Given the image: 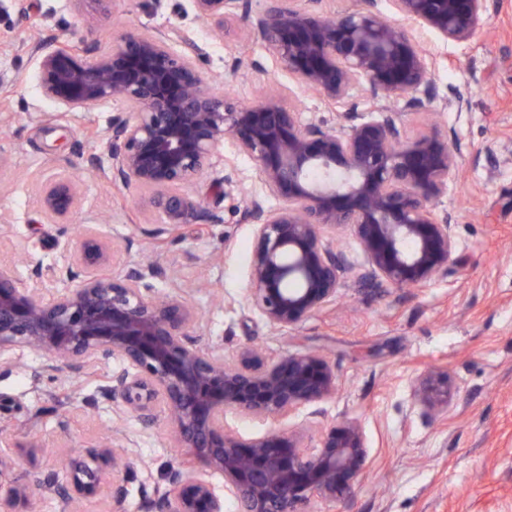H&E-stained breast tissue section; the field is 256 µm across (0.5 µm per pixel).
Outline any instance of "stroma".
I'll return each instance as SVG.
<instances>
[{"instance_id":"35a3bbf8","label":"stroma","mask_w":512,"mask_h":512,"mask_svg":"<svg viewBox=\"0 0 512 512\" xmlns=\"http://www.w3.org/2000/svg\"><path fill=\"white\" fill-rule=\"evenodd\" d=\"M187 30L205 49L201 61L215 86L246 104L287 75L261 74L249 59L266 61L246 28L230 23L216 35L198 17L194 0H116L107 15L72 0H0V264L27 279L36 261L60 259L76 225H96L115 242L132 239L131 259L150 255L148 236L160 216L148 191L112 185L101 131L112 124L117 104L65 117L41 93L31 44L83 27L99 44L126 33ZM435 52L436 101L462 93V109L408 114L396 101L408 136L430 127L460 143L459 177L440 202L455 226L458 249L447 278L422 288H379L348 278L334 308L289 331L271 329L250 307L248 272L251 226L215 187L225 175L260 193L255 164L237 154L232 140L222 152L232 172L216 167L193 192L223 221L198 231L184 226L168 238L161 259L184 279L207 280L213 292L191 297L207 323L205 341L223 340L225 354L251 343L266 356L318 349L336 367L341 391L324 403L326 419L359 420L373 465L341 508L319 499L309 512H512V0H488L476 36L467 43L427 36ZM496 152L484 153L487 143ZM69 175L81 190L78 211L64 224L46 219L39 207L44 182ZM231 307H224V300ZM11 371L0 375V427L17 436H39L50 448L41 468L60 473L62 449L52 442L68 433L72 445L119 426L134 441L129 493L118 506L87 502L83 512H142L139 489L162 482L179 451L170 423L159 415L153 427L134 417L117 418L111 405L80 410L59 405L77 391L93 398L96 384L63 370L36 378L45 362L36 351L14 353ZM430 368L448 372V412L433 419L413 397L414 381ZM67 430H60V419Z\"/></svg>"}]
</instances>
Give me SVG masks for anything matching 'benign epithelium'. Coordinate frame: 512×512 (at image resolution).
Masks as SVG:
<instances>
[{"label": "benign epithelium", "instance_id": "7a95c632", "mask_svg": "<svg viewBox=\"0 0 512 512\" xmlns=\"http://www.w3.org/2000/svg\"><path fill=\"white\" fill-rule=\"evenodd\" d=\"M487 0H392L398 25L377 0L325 15L319 0L300 9L268 0L259 11L247 0H194L198 15L224 33L242 20L279 70L341 108L351 89L364 87L374 116L338 130L302 121L286 102L287 88L269 87L241 105L216 93L200 67L203 48L186 31L128 33L106 47L64 33L32 46L43 75L42 92L62 113L118 101L107 138L112 183L152 192L160 234L184 224H217L221 217L188 193L205 172L231 161L219 152L230 137L257 168L263 195L241 198L252 224L249 267L252 309L285 331L336 304L350 264L326 237L346 228L364 266L358 279L395 288H421L448 276L457 240L448 212L438 208L457 178L460 147L441 133L405 136L404 108L421 110L432 96L437 57L419 44L426 30L453 43L470 41ZM279 201L271 208L267 200ZM45 215L63 221L80 206L70 179H51L41 194ZM118 253L90 227L68 240L61 273L73 286L41 297L48 278L40 267L32 285L0 266V358L27 348L41 353L42 373L61 367L97 383L94 402L115 407L149 428L163 407L171 442L183 458L165 484L141 489L143 512H306L314 498L347 499L371 470L362 424L325 423L322 404L340 387L336 370L317 350L265 357L252 345L224 355V340L201 344L205 324L191 304L192 287L158 260L128 263L122 274L104 268ZM171 288L158 297L154 282ZM416 402L430 417L448 410V372L430 370L414 385ZM310 409L317 437L310 450L304 431L274 426L246 439L224 424L233 411L278 420ZM131 439L120 428L66 452L63 477L37 464L44 443L0 432V512H39L45 499L61 512L85 502L128 495L119 472L129 468ZM32 464L27 478L16 460ZM224 476L219 489L210 476Z\"/></svg>", "mask_w": 512, "mask_h": 512}]
</instances>
